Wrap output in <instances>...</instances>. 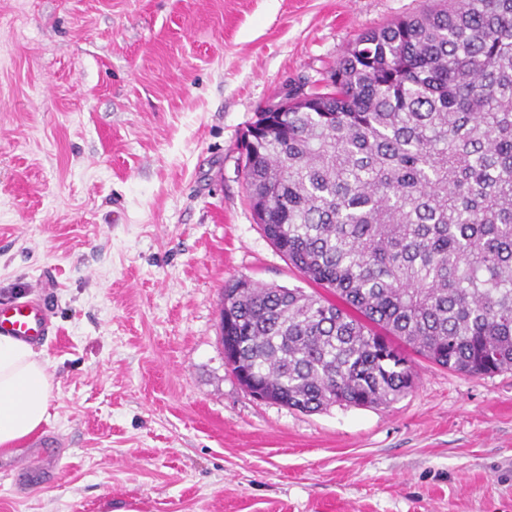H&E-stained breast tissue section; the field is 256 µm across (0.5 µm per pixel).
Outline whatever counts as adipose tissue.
I'll return each instance as SVG.
<instances>
[{
  "label": "adipose tissue",
  "mask_w": 512,
  "mask_h": 512,
  "mask_svg": "<svg viewBox=\"0 0 512 512\" xmlns=\"http://www.w3.org/2000/svg\"><path fill=\"white\" fill-rule=\"evenodd\" d=\"M53 380L33 345L0 335V451L8 452L49 418Z\"/></svg>",
  "instance_id": "ef3b65f1"
}]
</instances>
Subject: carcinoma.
<instances>
[{
  "label": "carcinoma",
  "mask_w": 512,
  "mask_h": 512,
  "mask_svg": "<svg viewBox=\"0 0 512 512\" xmlns=\"http://www.w3.org/2000/svg\"><path fill=\"white\" fill-rule=\"evenodd\" d=\"M359 35L246 149L264 235L311 285L224 288L237 378L305 412L389 406L409 353L512 370V0Z\"/></svg>",
  "instance_id": "obj_1"
}]
</instances>
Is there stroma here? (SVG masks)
Wrapping results in <instances>:
<instances>
[{
  "mask_svg": "<svg viewBox=\"0 0 512 512\" xmlns=\"http://www.w3.org/2000/svg\"><path fill=\"white\" fill-rule=\"evenodd\" d=\"M437 0H0V303L53 336L32 479L0 512H512V371L414 357L387 407L254 399L224 359L225 284L302 285L257 224L239 142L361 33Z\"/></svg>",
  "mask_w": 512,
  "mask_h": 512,
  "instance_id": "35a3bbf8",
  "label": "stroma"
}]
</instances>
